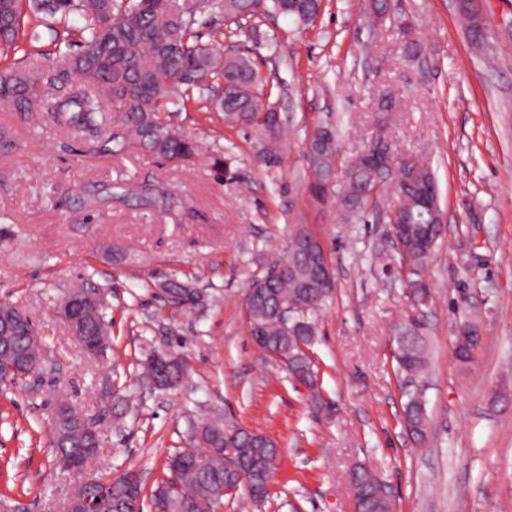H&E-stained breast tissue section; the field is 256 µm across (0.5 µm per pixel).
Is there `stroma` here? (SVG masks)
<instances>
[{
	"label": "stroma",
	"instance_id": "stroma-1",
	"mask_svg": "<svg viewBox=\"0 0 512 512\" xmlns=\"http://www.w3.org/2000/svg\"><path fill=\"white\" fill-rule=\"evenodd\" d=\"M472 3L479 43L459 0H393L379 22L369 0H324L309 26L260 13L230 30L200 15L202 43L248 53L272 91L284 119L274 167L259 161L250 129L194 106L176 122L223 155L226 176L139 148L91 154L58 130L19 126L0 105V124L18 126L20 137L15 153L0 156V301L29 315L44 351L36 393L0 387V464L9 467L0 488L28 512H57L72 482L49 446L51 407L63 398L102 430L98 471L136 472L148 490L200 418L273 437L279 462L266 499L241 490L224 512H355L356 464L389 485L395 512H512V0ZM324 124L336 126L346 159L385 129L438 185L444 229L421 271L431 288L422 441L404 427L392 358L393 329L410 307L399 280L382 272L399 261L386 225L394 188L385 183L365 224L341 223L334 205L315 202L307 148ZM144 182L166 189L174 208L125 195ZM101 188L110 199L84 207ZM298 224L323 241L335 275L312 347L326 412L257 350L246 325L249 288L287 255ZM87 275L104 285L112 323L103 358L54 312ZM172 277L201 289L205 308L164 307L157 286ZM468 319L483 339L462 366L452 350ZM154 350L182 358L181 386L139 381ZM108 386L122 418L103 398Z\"/></svg>",
	"mask_w": 512,
	"mask_h": 512
}]
</instances>
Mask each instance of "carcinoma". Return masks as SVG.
<instances>
[{
	"label": "carcinoma",
	"instance_id": "carcinoma-1",
	"mask_svg": "<svg viewBox=\"0 0 512 512\" xmlns=\"http://www.w3.org/2000/svg\"><path fill=\"white\" fill-rule=\"evenodd\" d=\"M208 11L227 19L253 16L260 11L311 25L318 18L322 0H207ZM35 22L46 29L57 62L46 67L41 53L27 50L23 44L25 24ZM196 14L178 0H0V103L9 105L28 126L38 120L76 138L102 135L100 151L123 156L138 147L170 161L187 162L207 155L211 167L223 172V159L206 153L199 143L170 120L174 112L200 102L205 108L224 113L231 125L254 128L263 142L260 160L268 167L280 162L281 127L270 128L262 118L265 102L260 93L262 80L252 61L245 55H221L199 41L194 26ZM17 148L16 131L0 126V153ZM338 136L324 151L323 158L310 164L311 195L321 199L320 184L336 167ZM345 178L336 197L340 220L353 222L367 217L371 197L363 195L370 179L381 181L388 170H375L363 164L342 166ZM418 190L397 184L399 205L414 213ZM125 195L149 198L163 205L168 194L148 185L134 186ZM441 235L433 231L429 253L411 250L414 267L420 269L431 259ZM302 242L291 238L288 258L276 262L282 273L274 280L256 279L252 287L266 289L264 300L246 299L248 325L263 354L279 360L292 374L307 378L317 375L316 364L308 354L317 336V312L328 295L317 296L315 289L304 287L297 278V261ZM171 289L180 299L181 312L201 310L196 289L188 282L173 279ZM102 285L93 275L81 286L71 289L73 330L86 345L100 336L111 335L103 308L83 303L86 295H97ZM16 315L8 303H0V350L7 348L28 358L40 354L39 340L20 337L6 322ZM402 337L394 357L397 370L405 380L425 378L429 368L424 327H410L403 321L394 328ZM183 377L180 363L161 374L151 364L143 367L142 378L156 389L172 390ZM404 423L417 440L425 439L429 415L422 389L404 392ZM54 433L51 444L57 462L67 471L89 465L102 447L90 450L80 429V415L66 403L54 407ZM227 422L201 419L192 426L189 447L170 456L166 462L167 479L156 485L150 496L155 508H161L164 488L178 485L170 492L169 512H218L224 508L225 474L240 469L257 481L269 478V460L277 448H262L259 456L226 457ZM130 473L118 478L99 476L97 489H112L113 500L122 504ZM356 491V512H391V502L372 473L363 467L352 472Z\"/></svg>",
	"mask_w": 512,
	"mask_h": 512
}]
</instances>
